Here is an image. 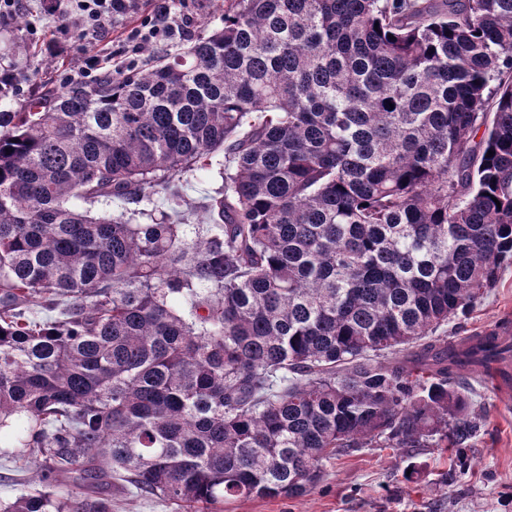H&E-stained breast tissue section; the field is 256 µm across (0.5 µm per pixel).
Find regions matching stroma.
Here are the masks:
<instances>
[{"label": "stroma", "instance_id": "obj_1", "mask_svg": "<svg viewBox=\"0 0 512 512\" xmlns=\"http://www.w3.org/2000/svg\"><path fill=\"white\" fill-rule=\"evenodd\" d=\"M154 0H140L139 10L105 27L96 37H78L62 42V52L53 56L44 45L51 40L56 20L45 17L37 33H30V11L38 0H29L26 13L0 25V57L25 72L24 92L37 91L39 75L52 73L55 79L77 70L86 52L101 54L105 65H124L122 56L112 54L124 28L136 24L152 9ZM223 153L213 158V171L191 177L185 187L186 207L192 218L183 227L186 243L202 233L197 206L213 193L222 180L217 170ZM512 322V266L505 269L496 288L488 292L471 312L448 325L449 335L467 337L481 334L488 326ZM473 411L485 421L474 445L467 451L469 467L448 483V457L434 448L396 451L390 448H362L351 455L326 462L321 477L310 490L296 498H255L232 500L224 512H512V401L499 397L483 376L471 380ZM13 448L0 443V501H11L35 482L33 465L14 461ZM417 467L407 478L409 467ZM112 512H185L172 502L141 496L126 482H112Z\"/></svg>", "mask_w": 512, "mask_h": 512}]
</instances>
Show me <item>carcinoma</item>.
I'll use <instances>...</instances> for the list:
<instances>
[{
	"label": "carcinoma",
	"mask_w": 512,
	"mask_h": 512,
	"mask_svg": "<svg viewBox=\"0 0 512 512\" xmlns=\"http://www.w3.org/2000/svg\"><path fill=\"white\" fill-rule=\"evenodd\" d=\"M8 96L0 430L42 489L0 512H112L114 475L221 512L360 448L464 465L467 372L511 376L512 339L436 333L512 265V0H224L173 54ZM222 164H224V154L218 151L213 158L212 172L197 173L189 179L185 186L186 205L184 208L193 214L190 222L183 226V239L188 244H192L198 236L204 234L202 227L205 230L206 225L200 223L202 216L197 210V206L206 195L212 194L215 188L221 185L222 180L217 171L219 168H223Z\"/></svg>",
	"instance_id": "1"
}]
</instances>
